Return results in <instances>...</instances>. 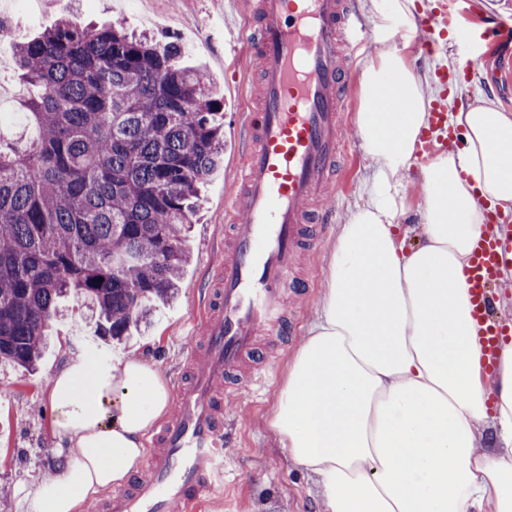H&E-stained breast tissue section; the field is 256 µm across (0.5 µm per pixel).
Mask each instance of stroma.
I'll use <instances>...</instances> for the list:
<instances>
[{"instance_id": "stroma-1", "label": "stroma", "mask_w": 512, "mask_h": 512, "mask_svg": "<svg viewBox=\"0 0 512 512\" xmlns=\"http://www.w3.org/2000/svg\"><path fill=\"white\" fill-rule=\"evenodd\" d=\"M83 23H118L127 31H147L177 41L185 63L200 66L207 82L224 100V161L201 189L197 222L189 241L190 260L185 267L177 299L158 310L150 325L135 331L130 340L106 344L95 336V321L72 301L61 302L48 346L36 371L0 366V487L9 497L0 512H24L15 495L19 485L54 476L50 453L55 440L50 431L48 384L65 360L64 341H71L96 366L111 363L114 354L141 349L145 341L156 345L151 356L166 381L185 373L190 350L199 344L197 322L203 313L206 288L220 281V248L224 246V191L233 182L237 114L249 112L250 98L236 82L255 71L247 54L224 61V31L244 24L243 0H42L28 7L23 0H0V20L25 41L52 27L65 16ZM417 63L430 73L448 70L461 82L448 96L449 111H457L475 96L492 98L512 112V39L482 52L475 37L449 39L446 49L419 54ZM349 125L336 172L335 197H323L316 210L331 209L343 223L360 200L370 175L353 125L358 109L357 85L348 81ZM327 247L301 245L299 272L302 288L292 294L288 307L296 326L291 334L270 345L265 365L266 381L246 384L230 394L224 405L229 438L224 448V483L206 496L199 512H320L315 478L290 462L267 425L275 404L283 368L300 344L314 317L324 283Z\"/></svg>"}]
</instances>
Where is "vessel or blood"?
Listing matches in <instances>:
<instances>
[{"label":"vessel or blood","mask_w":512,"mask_h":512,"mask_svg":"<svg viewBox=\"0 0 512 512\" xmlns=\"http://www.w3.org/2000/svg\"><path fill=\"white\" fill-rule=\"evenodd\" d=\"M351 0H249L239 41L257 63L251 90L256 106L241 119L235 186L226 214H245L232 225V240L220 263L222 279L205 296L204 369L177 378L175 413L148 435L150 448L130 485L113 489L101 512H170L181 503L197 512L203 493L224 479L223 403L226 382L252 359L263 373L264 349L257 337L290 329L287 299L300 283L295 256L302 236L321 244L333 211L314 214L312 199L334 182L345 138L341 78L358 48L350 31ZM461 25L445 0L420 20L423 52ZM456 132L448 109L434 104L420 152L454 149ZM512 254V217L496 215L480 236L465 270L475 320L488 359L512 324L497 314L489 294Z\"/></svg>","instance_id":"1"}]
</instances>
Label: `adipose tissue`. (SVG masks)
<instances>
[{
	"mask_svg": "<svg viewBox=\"0 0 512 512\" xmlns=\"http://www.w3.org/2000/svg\"><path fill=\"white\" fill-rule=\"evenodd\" d=\"M376 32L413 24L415 0H364ZM407 47L357 75L355 125L372 179L328 254L319 310L282 374L268 426L316 478L322 512H512V339L488 362L465 268L489 208L512 210V113L481 98L450 113L465 145L403 175L430 101ZM398 106L375 111L381 95ZM416 211V224L399 219ZM169 388L145 354L93 366L71 352L49 383L51 481L22 487L25 512H84L142 465Z\"/></svg>",
	"mask_w": 512,
	"mask_h": 512,
	"instance_id": "obj_1",
	"label": "adipose tissue"
}]
</instances>
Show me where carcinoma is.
<instances>
[{
  "instance_id": "obj_1",
  "label": "carcinoma",
  "mask_w": 512,
  "mask_h": 512,
  "mask_svg": "<svg viewBox=\"0 0 512 512\" xmlns=\"http://www.w3.org/2000/svg\"><path fill=\"white\" fill-rule=\"evenodd\" d=\"M174 41L64 18L14 44L38 130L0 138V365L35 369L60 299L120 340L179 292L224 102Z\"/></svg>"
}]
</instances>
